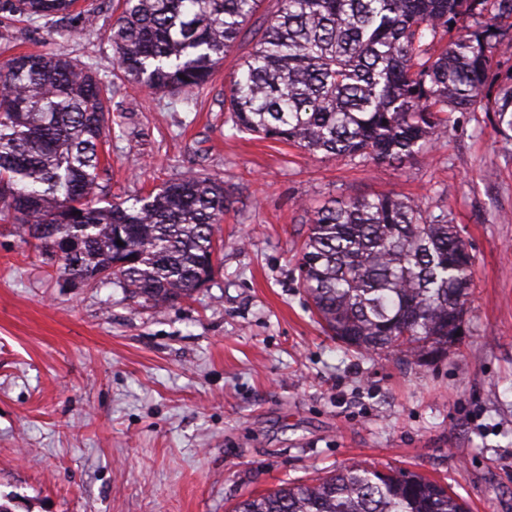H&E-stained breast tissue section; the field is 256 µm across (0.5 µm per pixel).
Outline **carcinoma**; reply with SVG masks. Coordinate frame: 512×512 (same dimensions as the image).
<instances>
[{
	"label": "carcinoma",
	"mask_w": 512,
	"mask_h": 512,
	"mask_svg": "<svg viewBox=\"0 0 512 512\" xmlns=\"http://www.w3.org/2000/svg\"><path fill=\"white\" fill-rule=\"evenodd\" d=\"M79 0H0L33 25L93 18ZM262 0H117L115 77L167 92L203 87ZM237 63L227 111L241 133L309 154L401 161L483 96L512 48V0H278ZM472 19L470 26L459 22ZM456 34L440 47L427 38ZM110 84L65 54L0 67V207L68 279L112 284L163 306L211 278L224 182L184 174L131 204L106 199L99 148ZM299 281L326 329L360 353L444 355L465 323L472 257L457 226L398 195L333 201L309 214ZM123 245H118V242ZM232 512H466L434 479L352 464L311 484L238 501Z\"/></svg>",
	"instance_id": "cac0c4a2"
}]
</instances>
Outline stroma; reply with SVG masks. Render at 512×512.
<instances>
[{
  "mask_svg": "<svg viewBox=\"0 0 512 512\" xmlns=\"http://www.w3.org/2000/svg\"><path fill=\"white\" fill-rule=\"evenodd\" d=\"M242 34L190 93L114 85L102 175L146 194L193 170L231 204L211 280L154 307L71 284L0 219V502L11 512H231L352 462L409 470L469 512H512V52L427 152L396 163L310 155L227 120ZM68 54L112 80L108 30L0 24V64ZM398 194L447 213L474 261L447 354H362L331 336L296 270L307 213Z\"/></svg>",
  "mask_w": 512,
  "mask_h": 512,
  "instance_id": "1",
  "label": "stroma"
}]
</instances>
